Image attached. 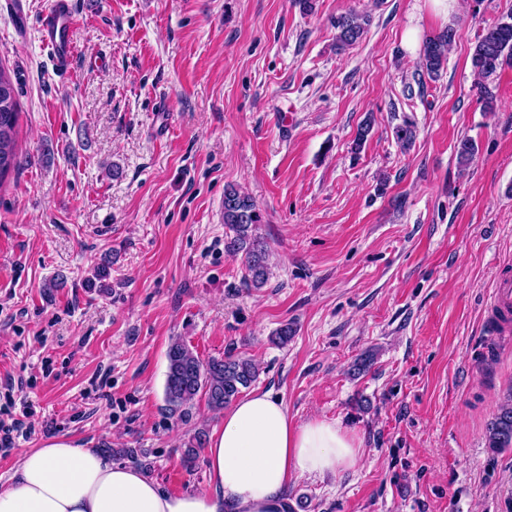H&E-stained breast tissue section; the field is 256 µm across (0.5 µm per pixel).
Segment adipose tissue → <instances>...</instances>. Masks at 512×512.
<instances>
[{
	"mask_svg": "<svg viewBox=\"0 0 512 512\" xmlns=\"http://www.w3.org/2000/svg\"><path fill=\"white\" fill-rule=\"evenodd\" d=\"M361 449L339 422L294 420L282 398L255 390L224 412L207 450L210 489L172 495L137 470L66 439L24 453L0 512H291L292 482L354 468Z\"/></svg>",
	"mask_w": 512,
	"mask_h": 512,
	"instance_id": "ef3b65f1",
	"label": "adipose tissue"
}]
</instances>
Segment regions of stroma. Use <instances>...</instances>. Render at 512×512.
<instances>
[{
	"label": "stroma",
	"instance_id": "stroma-1",
	"mask_svg": "<svg viewBox=\"0 0 512 512\" xmlns=\"http://www.w3.org/2000/svg\"><path fill=\"white\" fill-rule=\"evenodd\" d=\"M49 2L27 0L22 34L0 8L21 107V166L0 183V404L35 410L34 434L0 453V486L64 438L112 443V463L169 494L206 491L205 456L182 454L224 417L201 400L183 420L166 411L178 339L204 360L253 359V389L297 422L357 436L359 465L296 480L294 512H512V447L485 444L512 335L493 357L483 330L495 275L512 273V67L487 112L470 66L512 0H457L434 80L402 44L413 21L442 31L426 0H71L64 67L38 38ZM351 11L370 25L341 52L334 21ZM228 184L263 216L260 288L224 248Z\"/></svg>",
	"mask_w": 512,
	"mask_h": 512
}]
</instances>
